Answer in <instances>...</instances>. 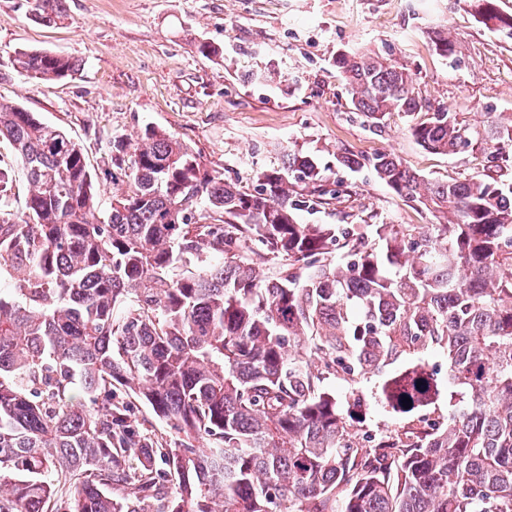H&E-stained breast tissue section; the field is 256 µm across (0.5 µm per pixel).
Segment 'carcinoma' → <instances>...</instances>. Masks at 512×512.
<instances>
[{"label": "carcinoma", "mask_w": 512, "mask_h": 512, "mask_svg": "<svg viewBox=\"0 0 512 512\" xmlns=\"http://www.w3.org/2000/svg\"><path fill=\"white\" fill-rule=\"evenodd\" d=\"M472 2L512 34L498 0ZM31 12L67 18L63 0ZM335 64L371 126L419 114L420 146L478 145L497 176L426 182L391 155L345 153L438 223L302 224L329 194L312 158L286 154L250 190L147 127L105 209L81 146L0 100V143L28 183L19 215L0 159V275L15 278L0 290V512H324L338 493L342 512H512V119L478 127L423 104L393 58ZM81 66L14 58L41 83ZM433 349L448 356V420L358 446L360 400L323 382L410 356L380 395L413 415L441 393L420 359ZM133 399L177 437L142 428Z\"/></svg>", "instance_id": "obj_1"}]
</instances>
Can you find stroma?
I'll return each mask as SVG.
<instances>
[{
  "instance_id": "stroma-1",
  "label": "stroma",
  "mask_w": 512,
  "mask_h": 512,
  "mask_svg": "<svg viewBox=\"0 0 512 512\" xmlns=\"http://www.w3.org/2000/svg\"><path fill=\"white\" fill-rule=\"evenodd\" d=\"M63 24L36 22L28 0H0V97L66 132L84 150L101 190L115 168L108 139L135 142L145 127L168 131L201 152L225 180L254 187L285 152L314 156L335 199L304 224L433 223L424 206L394 194L368 167L336 155L391 153L427 180H461L490 164L487 152L423 149L412 120L392 114L373 128L351 104L334 60L339 52L392 55L420 97L467 122L512 118V35L484 25L467 0H64ZM444 30L452 57L438 55ZM216 55L198 53L200 41ZM48 49L82 60L68 80L37 83L12 64L16 50ZM380 372L325 386L361 398L357 436L407 426L380 400Z\"/></svg>"
}]
</instances>
